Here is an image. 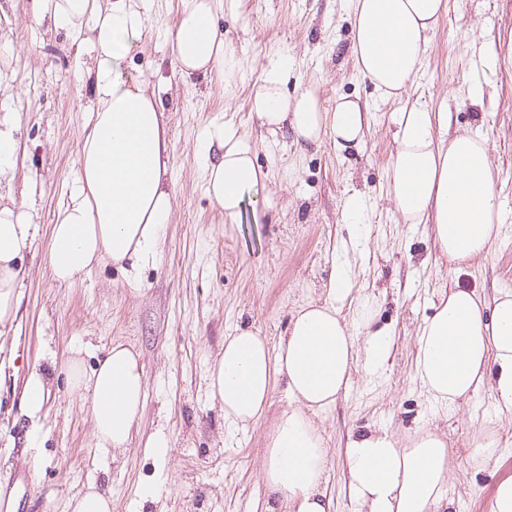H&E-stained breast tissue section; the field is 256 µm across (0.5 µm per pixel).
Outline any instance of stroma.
Segmentation results:
<instances>
[{
  "label": "stroma",
  "mask_w": 512,
  "mask_h": 512,
  "mask_svg": "<svg viewBox=\"0 0 512 512\" xmlns=\"http://www.w3.org/2000/svg\"><path fill=\"white\" fill-rule=\"evenodd\" d=\"M141 6L148 25L123 74L158 93L173 219L155 263L135 270L105 260L67 286L51 275L48 239L93 103L81 73L94 57L37 21L31 0H0V118L20 117V160L11 181L0 183V201L32 205L40 227L22 262L16 318L0 327V512H66L92 484L111 493L112 512H266V448L293 406L287 387L278 383L259 422L232 432L209 395L207 368L236 329L273 345L301 307L331 301L337 262L349 264L351 277L349 293L335 302L339 317L353 322L360 302L373 298L374 324L389 327L393 340L377 371L357 360L348 391L314 416L331 453L334 512H353L342 481L350 434L382 429L402 442L420 428L444 434L461 463L439 512H485L496 486L512 477V417L495 415L484 393L432 410L416 379V334L441 290L489 297L512 288V0H448L424 73L399 103L377 99L353 67L349 0H242L237 11L217 9L227 47L245 63L232 87L214 74L181 76L174 66L165 33L181 0ZM283 59L292 71L288 94L313 88L327 108L341 95L367 103L370 129L359 147L339 149L329 132L302 145L290 129L259 126L252 86ZM402 103L447 111L449 130L487 136L506 216L487 256L449 262L432 225L403 223L387 191L390 114ZM227 126L256 142L254 163L268 174L263 189L245 193L234 221L206 192L204 161L218 159V146L199 154ZM355 192L365 200L358 222L343 208ZM117 342L141 355L146 403L125 452L115 456L99 448L89 404L62 368L77 356L92 369ZM34 370L49 389L37 418L22 403ZM491 433L507 452L486 465L472 462L476 444ZM156 434L170 443L161 456L146 446Z\"/></svg>",
  "instance_id": "1"
}]
</instances>
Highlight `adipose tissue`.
Segmentation results:
<instances>
[{"instance_id": "adipose-tissue-1", "label": "adipose tissue", "mask_w": 512, "mask_h": 512, "mask_svg": "<svg viewBox=\"0 0 512 512\" xmlns=\"http://www.w3.org/2000/svg\"><path fill=\"white\" fill-rule=\"evenodd\" d=\"M215 2L182 0L167 36L180 73H214L231 84L243 64L215 24ZM351 4L356 71L380 97L403 98L424 67L447 0ZM32 7L38 19L96 53L95 66L85 70L95 103L82 126L68 199L50 231L51 274L70 285L106 258L133 267L153 263L173 212L165 180L168 139L154 90L143 81H125L120 72L148 18L138 0H32ZM288 74L282 62L254 85L251 110L262 126L273 133L290 125L302 142L329 130L342 149L362 142L368 113L358 102L340 97L328 111L312 90L288 96ZM392 122L396 147L388 192L404 223H434L449 260L487 255L504 222L486 136L449 134L447 113L416 106L400 108ZM217 142L223 154L205 168L206 190L233 220L244 192L262 186L265 176L247 138L228 129ZM38 232L27 208L0 205V325L14 314L22 285L18 264ZM349 287L348 269L340 267L331 281V303L302 307L276 346L238 329L225 337L223 352L207 370L209 394L223 408L226 426L236 430L257 423L277 381L287 383L294 406L279 418L266 451L267 512H331L329 454L309 415L330 409L348 390L357 359L376 369L389 355L391 331L371 326L370 306H363L359 328L339 318L334 302ZM65 370L90 405L99 445L124 451L145 404L139 352L118 343L90 372L75 360ZM416 378L432 405L448 410L486 389L496 414H512V289H499L489 303L465 288L442 294L435 314L418 329ZM452 469L441 434L421 431L400 444L370 430L351 436L344 482L354 512H438Z\"/></svg>"}]
</instances>
